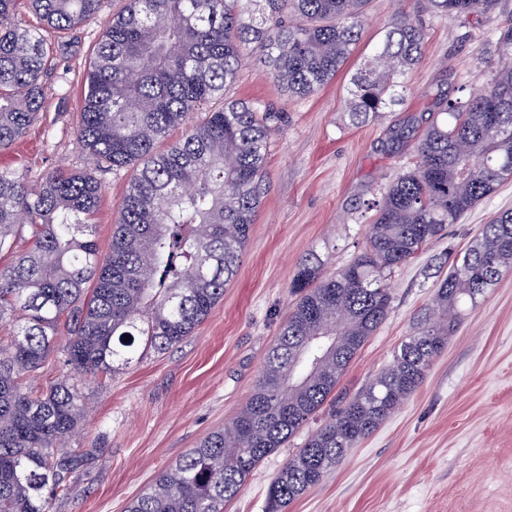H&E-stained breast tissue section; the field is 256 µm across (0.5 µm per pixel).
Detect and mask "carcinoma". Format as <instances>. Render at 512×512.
I'll list each match as a JSON object with an SVG mask.
<instances>
[{"label":"carcinoma","mask_w":512,"mask_h":512,"mask_svg":"<svg viewBox=\"0 0 512 512\" xmlns=\"http://www.w3.org/2000/svg\"><path fill=\"white\" fill-rule=\"evenodd\" d=\"M0 0V151L39 119L58 35L81 30L103 0H28L39 26ZM436 19L496 22L499 0H417ZM370 0H126L86 72L77 141L102 171L133 168L108 253L93 227L100 183L56 169L31 184L0 169V512H50L89 452L67 443L103 384L149 353L192 336L237 274L261 203L280 113L224 97L247 62L293 97L317 93L359 43ZM419 16L385 25L352 75L354 123L380 117L420 59ZM187 125L166 151L156 144ZM416 161L384 188L367 241L331 277L306 260L295 301L246 405L131 498L125 512H224L265 457L327 404L392 303L388 279L429 242L512 180V23L500 30L491 78L448 99L411 145ZM26 249L20 251V244ZM512 270V210L495 214L453 258L391 365L369 380L270 481L266 512L316 488L342 457L421 386L467 311ZM67 337L57 341L59 330ZM128 341H123L124 337ZM56 360L64 375L27 385Z\"/></svg>","instance_id":"1"}]
</instances>
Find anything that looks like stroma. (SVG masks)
Returning <instances> with one entry per match:
<instances>
[{
    "mask_svg": "<svg viewBox=\"0 0 512 512\" xmlns=\"http://www.w3.org/2000/svg\"><path fill=\"white\" fill-rule=\"evenodd\" d=\"M124 5L105 0L67 58L52 62L40 118L0 153V167L33 183L59 166L95 171L75 128L91 53ZM416 7L417 0H371L354 54L312 96H289L257 62L242 68L227 96L273 105L285 120L271 137L261 203L237 276L192 337L105 385L87 387L89 413L70 441L87 457L51 512H124L159 471L231 422L283 326L299 263L316 255L326 276L347 264L365 239L368 202L409 165L410 151L395 133L424 124L439 101L458 97L460 87L483 88L496 60L498 29L512 21V0H500L494 30L475 20L427 19V41L404 80L400 104L379 119L353 124L352 75L380 42L383 25ZM131 176L128 169L99 175L94 239L101 251L109 249ZM510 208L512 180L395 273L391 313L350 364L337 400L390 365L447 273L449 253L464 250L483 224ZM316 428L309 423L267 456L226 512H264L269 482ZM288 512H512V273L469 310L419 389Z\"/></svg>",
    "mask_w": 512,
    "mask_h": 512,
    "instance_id": "1",
    "label": "stroma"
}]
</instances>
